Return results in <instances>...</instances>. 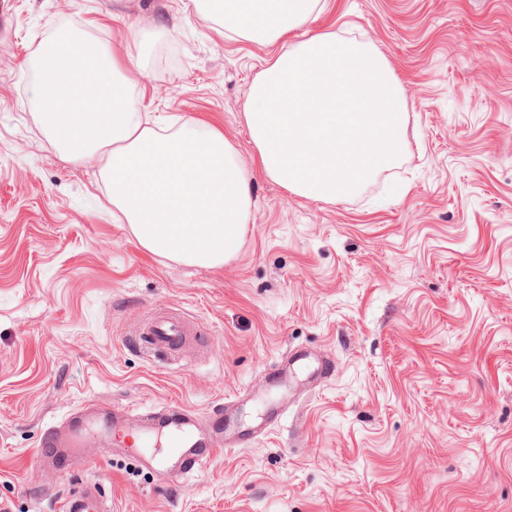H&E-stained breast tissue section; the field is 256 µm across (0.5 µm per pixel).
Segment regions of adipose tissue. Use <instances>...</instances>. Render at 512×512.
<instances>
[{"instance_id":"ef3b65f1","label":"adipose tissue","mask_w":512,"mask_h":512,"mask_svg":"<svg viewBox=\"0 0 512 512\" xmlns=\"http://www.w3.org/2000/svg\"><path fill=\"white\" fill-rule=\"evenodd\" d=\"M232 38L275 44L320 14V0H280L276 14L252 13L251 0H191ZM101 54L80 57L71 80L44 105L42 125L68 160L106 150L100 172L113 208L146 250L180 263L221 267L240 248L252 204L247 171L216 129L196 136L148 125L124 87L107 79Z\"/></svg>"}]
</instances>
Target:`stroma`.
<instances>
[{
    "label": "stroma",
    "instance_id": "35a3bbf8",
    "mask_svg": "<svg viewBox=\"0 0 512 512\" xmlns=\"http://www.w3.org/2000/svg\"><path fill=\"white\" fill-rule=\"evenodd\" d=\"M116 59L151 119L222 131L251 175L236 257L189 266L112 215L95 153L67 161L30 62L56 27ZM369 42L405 90L394 167L326 202L261 169L244 121L272 47L190 0H10L0 29V504L60 512L99 482L115 512H512V0H323L293 39ZM156 310L196 329L148 357ZM305 351L327 377L288 362ZM178 402L246 443L185 484L92 437L48 471L74 408ZM280 415L268 420L269 408Z\"/></svg>",
    "mask_w": 512,
    "mask_h": 512
}]
</instances>
